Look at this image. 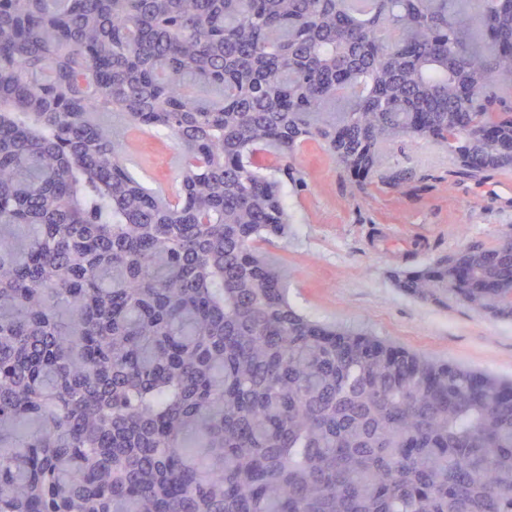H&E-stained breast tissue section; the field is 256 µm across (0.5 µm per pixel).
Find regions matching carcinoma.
<instances>
[{"label":"carcinoma","instance_id":"cac0c4a2","mask_svg":"<svg viewBox=\"0 0 512 512\" xmlns=\"http://www.w3.org/2000/svg\"><path fill=\"white\" fill-rule=\"evenodd\" d=\"M351 2L0 0V512H512V384L322 324L259 251L306 139L353 198L403 138L512 168V0ZM398 285L511 321L512 242Z\"/></svg>","mask_w":512,"mask_h":512}]
</instances>
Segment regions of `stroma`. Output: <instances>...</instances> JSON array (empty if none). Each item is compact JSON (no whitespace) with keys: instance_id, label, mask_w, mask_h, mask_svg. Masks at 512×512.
<instances>
[{"instance_id":"obj_1","label":"stroma","mask_w":512,"mask_h":512,"mask_svg":"<svg viewBox=\"0 0 512 512\" xmlns=\"http://www.w3.org/2000/svg\"><path fill=\"white\" fill-rule=\"evenodd\" d=\"M294 164L307 189L288 199L287 238L264 246L288 273L292 304L321 323L512 379V322L416 299L394 280L468 241L501 238L512 225V169L474 180L434 146L407 140L387 158L390 170L413 173L404 192L354 200L322 144L305 141Z\"/></svg>"}]
</instances>
